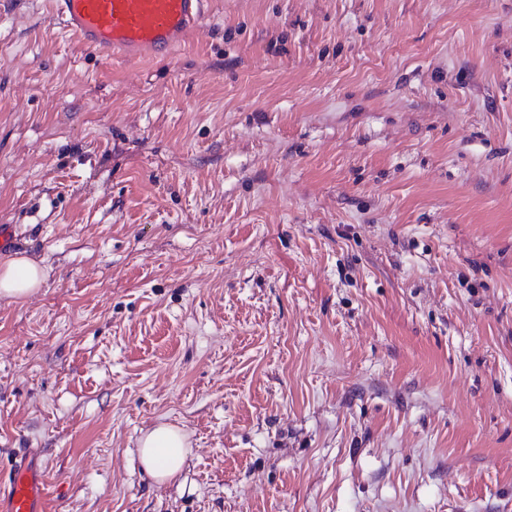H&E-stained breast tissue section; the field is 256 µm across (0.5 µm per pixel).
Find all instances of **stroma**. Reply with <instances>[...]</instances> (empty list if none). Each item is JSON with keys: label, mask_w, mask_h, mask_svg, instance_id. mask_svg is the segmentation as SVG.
Returning a JSON list of instances; mask_svg holds the SVG:
<instances>
[{"label": "stroma", "mask_w": 512, "mask_h": 512, "mask_svg": "<svg viewBox=\"0 0 512 512\" xmlns=\"http://www.w3.org/2000/svg\"><path fill=\"white\" fill-rule=\"evenodd\" d=\"M6 224L45 280L0 469L46 512H512V0H208L134 60L14 0ZM138 447L141 464L159 483L175 479L189 453L187 435L169 423L142 432ZM17 459L11 464L9 490L2 512H46L43 475L36 468Z\"/></svg>", "instance_id": "stroma-1"}]
</instances>
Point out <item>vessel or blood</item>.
<instances>
[{
  "label": "vessel or blood",
  "instance_id": "b4317fda",
  "mask_svg": "<svg viewBox=\"0 0 512 512\" xmlns=\"http://www.w3.org/2000/svg\"><path fill=\"white\" fill-rule=\"evenodd\" d=\"M204 0H54L67 32L104 54L136 58L141 51L167 55L201 18ZM4 511L46 512L43 475L25 461L13 462Z\"/></svg>",
  "mask_w": 512,
  "mask_h": 512
}]
</instances>
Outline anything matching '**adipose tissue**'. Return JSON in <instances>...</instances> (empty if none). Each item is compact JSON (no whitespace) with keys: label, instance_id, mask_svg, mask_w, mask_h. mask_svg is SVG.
Returning <instances> with one entry per match:
<instances>
[{"label":"adipose tissue","instance_id":"obj_1","mask_svg":"<svg viewBox=\"0 0 512 512\" xmlns=\"http://www.w3.org/2000/svg\"><path fill=\"white\" fill-rule=\"evenodd\" d=\"M42 283L41 267L28 257L17 254L0 262V298L30 299ZM138 447L144 469L160 483L179 475L189 453L186 434L169 423L158 424L143 432Z\"/></svg>","mask_w":512,"mask_h":512}]
</instances>
